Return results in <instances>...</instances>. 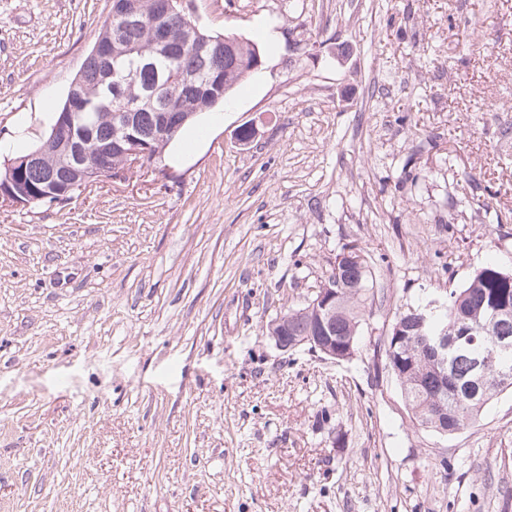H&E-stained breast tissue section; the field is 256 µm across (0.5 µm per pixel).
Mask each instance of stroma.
Listing matches in <instances>:
<instances>
[{
    "label": "stroma",
    "instance_id": "1",
    "mask_svg": "<svg viewBox=\"0 0 512 512\" xmlns=\"http://www.w3.org/2000/svg\"><path fill=\"white\" fill-rule=\"evenodd\" d=\"M111 5L0 0V167ZM185 6L264 53L197 146L0 207V512H512V392L441 435L383 351L407 307L512 269V0ZM352 246L354 357L279 349Z\"/></svg>",
    "mask_w": 512,
    "mask_h": 512
}]
</instances>
